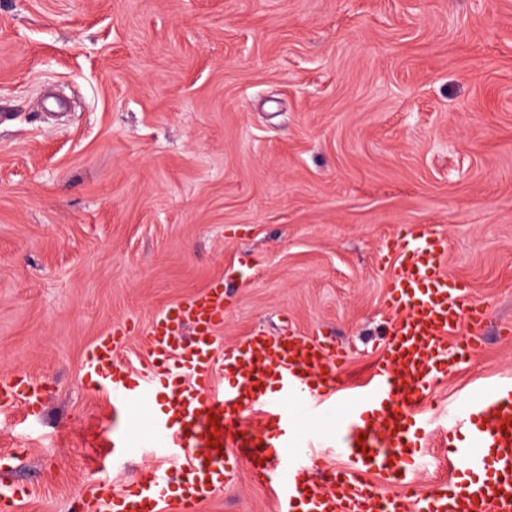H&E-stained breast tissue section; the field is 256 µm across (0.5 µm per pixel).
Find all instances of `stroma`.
Masks as SVG:
<instances>
[{"mask_svg": "<svg viewBox=\"0 0 512 512\" xmlns=\"http://www.w3.org/2000/svg\"><path fill=\"white\" fill-rule=\"evenodd\" d=\"M447 237L488 308L441 405L512 383V0H0V409L16 512L127 487L81 376L111 327L141 368L166 307L220 279V345L328 332L343 391L382 350L393 242ZM201 512H275L239 463ZM42 402L39 385L27 375L1 374L0 405L1 407L22 405L33 416Z\"/></svg>", "mask_w": 512, "mask_h": 512, "instance_id": "35a3bbf8", "label": "stroma"}]
</instances>
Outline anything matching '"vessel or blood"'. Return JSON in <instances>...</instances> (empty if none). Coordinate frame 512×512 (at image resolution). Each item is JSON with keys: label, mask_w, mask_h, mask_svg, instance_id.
Returning <instances> with one entry per match:
<instances>
[{"label": "vessel or blood", "mask_w": 512, "mask_h": 512, "mask_svg": "<svg viewBox=\"0 0 512 512\" xmlns=\"http://www.w3.org/2000/svg\"><path fill=\"white\" fill-rule=\"evenodd\" d=\"M396 250L385 346L348 396L336 390L348 354L332 337L257 331L217 351L220 285L154 317L146 368L120 361L123 330L103 332L82 370L122 426L112 454L143 452L155 463L126 489L96 485L77 498V512H199L240 461L270 490L276 512H512L511 383L445 411L448 478L424 491L417 484L432 434L430 387L480 352L487 308L449 273L446 237L416 227ZM458 330L463 338L449 345ZM163 387L169 395L153 410ZM41 402L31 377L0 376L1 406L33 415ZM327 415L335 433L317 428Z\"/></svg>", "instance_id": "1"}]
</instances>
